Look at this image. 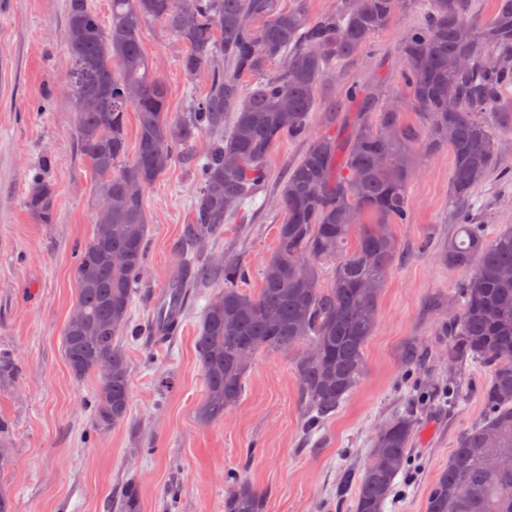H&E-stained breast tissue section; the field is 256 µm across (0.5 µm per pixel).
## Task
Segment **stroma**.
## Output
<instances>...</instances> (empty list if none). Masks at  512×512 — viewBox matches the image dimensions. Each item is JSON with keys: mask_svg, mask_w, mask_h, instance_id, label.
Masks as SVG:
<instances>
[{"mask_svg": "<svg viewBox=\"0 0 512 512\" xmlns=\"http://www.w3.org/2000/svg\"><path fill=\"white\" fill-rule=\"evenodd\" d=\"M68 10L69 0H0V349L19 359L16 377L0 384V417L11 424L13 456L0 473V491L13 498L16 512H124L131 484L140 512H224V477L233 473L263 494L264 512H354L355 479L374 432L410 404L419 428L385 512H425L429 487L447 467L460 433L483 415L489 378L487 368L469 363L458 379L459 401L449 406L442 319L459 311L458 286L466 277L443 259L457 230L448 204L450 151L418 152L410 221L393 227L398 255L365 347V372L335 416L309 432L290 352L258 354L239 403L220 422H200L204 381L195 342L202 311L222 286L219 273L192 289L171 340L159 343L140 330L192 249L186 226L199 182L189 154L203 152L208 137L200 135L193 151L176 150L165 174L145 191L143 268L130 328L118 338L129 365V415L120 426L99 428L91 408L98 378L74 377L62 348L77 299L76 250L94 232L97 181L79 150L67 94ZM422 18V7L400 10L345 62L339 80L319 87L310 115L314 133L355 121L346 85L402 92L400 37ZM141 46L167 87L169 112L183 115L205 90L203 80L181 67L183 44L149 21ZM494 136L505 146L476 190L477 216L491 235L512 228V144L504 131ZM304 149L302 141L280 139L271 152L267 193L258 194L244 221L226 224L216 243L199 253L242 257L244 293H257L277 246L283 214L273 188ZM37 176L54 190L48 224L35 223L26 208Z\"/></svg>", "mask_w": 512, "mask_h": 512, "instance_id": "obj_1", "label": "stroma"}]
</instances>
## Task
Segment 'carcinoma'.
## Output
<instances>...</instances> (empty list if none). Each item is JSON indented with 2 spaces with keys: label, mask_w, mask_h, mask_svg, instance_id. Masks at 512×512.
Segmentation results:
<instances>
[{
  "label": "carcinoma",
  "mask_w": 512,
  "mask_h": 512,
  "mask_svg": "<svg viewBox=\"0 0 512 512\" xmlns=\"http://www.w3.org/2000/svg\"><path fill=\"white\" fill-rule=\"evenodd\" d=\"M416 0H342L334 13L309 20L280 0H110L104 23L87 0H70L68 52L71 99L81 154L98 177L91 240L73 275L78 323L67 322L63 351L74 376L100 378L95 422L110 428L129 414V367L117 336L127 327L133 286L143 266L145 190L168 169L175 149L209 143L195 158L201 189L193 205L191 242L216 238L242 219L264 187L276 142H306L279 184L284 214L278 245L255 295L242 292L245 266L229 255L217 261L224 287L205 306L196 349L204 377L202 422L224 419L242 395L247 370L262 352H297L295 372L308 430L322 425L356 387L364 349L378 322V305L398 247L392 227L410 219L408 192L417 174L412 146H446L453 156L449 200L458 224L444 259L469 272L461 308L448 316V364L490 369L484 417L465 429L432 484L426 512H512V229L494 236L470 209L475 190L496 167L491 128L512 131V0H497L487 20L473 0H426L425 18L402 37L400 82L428 130L402 121L394 97L369 121L333 134H314L309 115L320 85L389 27ZM161 23L184 45L181 66L203 75L204 95L180 117L167 111V88L141 48L142 26ZM256 78L244 91V79ZM136 113L137 143L127 159V115ZM26 205L50 223L55 199L45 182L32 183ZM333 266L320 282V263ZM207 268L186 258L168 287L195 288ZM17 371L0 352V384ZM418 428L410 411L396 412L377 431L354 512H384L405 467ZM224 512H263L259 491L224 479Z\"/></svg>",
  "instance_id": "cac0c4a2"
}]
</instances>
